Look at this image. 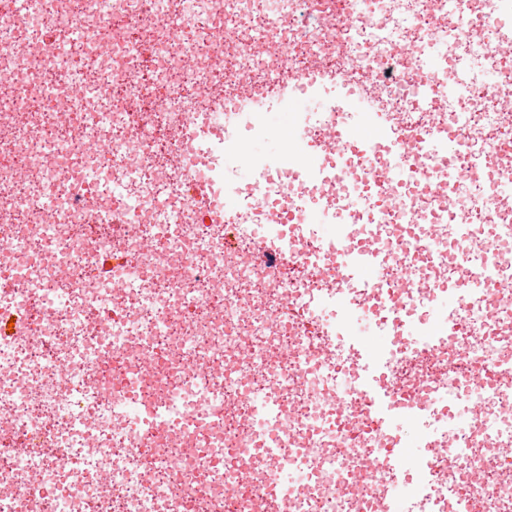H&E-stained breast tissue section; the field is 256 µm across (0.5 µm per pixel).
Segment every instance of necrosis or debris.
I'll return each instance as SVG.
<instances>
[{"label":"necrosis or debris","instance_id":"1","mask_svg":"<svg viewBox=\"0 0 512 512\" xmlns=\"http://www.w3.org/2000/svg\"><path fill=\"white\" fill-rule=\"evenodd\" d=\"M178 5L175 39L168 0H0V512H391L393 481L402 512H512V0ZM48 18L68 38L36 48ZM272 67L322 115L273 92ZM367 88L385 129L329 154ZM273 110L292 149L242 182L216 145L268 138ZM405 125L418 151L399 159ZM197 176L234 198L223 222ZM479 238L508 262L488 268ZM365 241L379 278L330 282ZM446 285L465 302L438 314ZM365 309L381 373L431 386L410 412L432 443L396 474L369 467L404 440L360 394Z\"/></svg>","mask_w":512,"mask_h":512}]
</instances>
